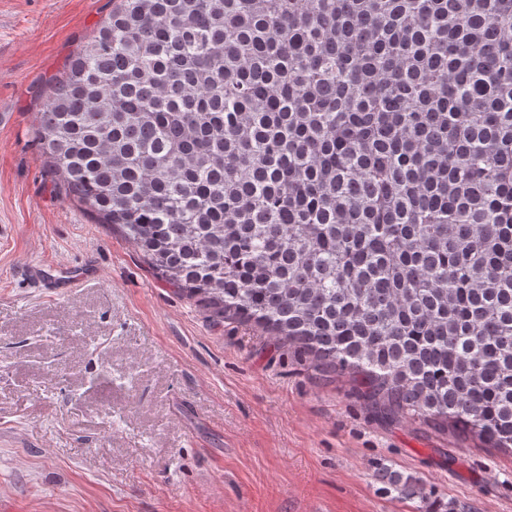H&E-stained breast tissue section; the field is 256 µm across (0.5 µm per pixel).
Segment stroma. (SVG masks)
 <instances>
[{
  "label": "stroma",
  "mask_w": 512,
  "mask_h": 512,
  "mask_svg": "<svg viewBox=\"0 0 512 512\" xmlns=\"http://www.w3.org/2000/svg\"><path fill=\"white\" fill-rule=\"evenodd\" d=\"M112 0H0V512H414L389 467L512 512V457L377 415L348 377L216 321L48 171L51 80ZM47 278L85 277L52 290Z\"/></svg>",
  "instance_id": "35a3bbf8"
}]
</instances>
